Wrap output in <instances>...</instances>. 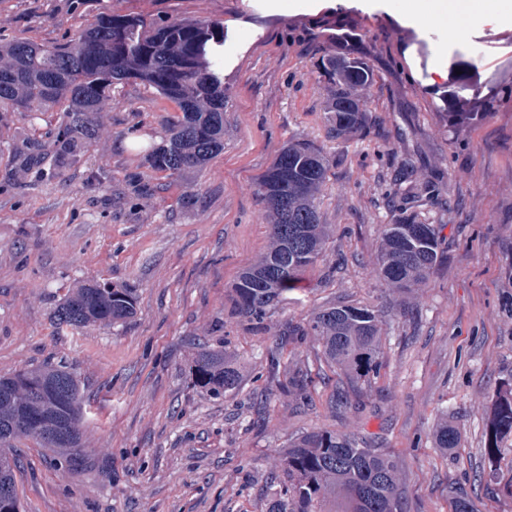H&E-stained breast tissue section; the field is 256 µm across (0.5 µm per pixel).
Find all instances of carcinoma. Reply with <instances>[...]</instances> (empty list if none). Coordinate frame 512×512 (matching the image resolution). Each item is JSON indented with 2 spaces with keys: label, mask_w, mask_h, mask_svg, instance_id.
Wrapping results in <instances>:
<instances>
[{
  "label": "carcinoma",
  "mask_w": 512,
  "mask_h": 512,
  "mask_svg": "<svg viewBox=\"0 0 512 512\" xmlns=\"http://www.w3.org/2000/svg\"><path fill=\"white\" fill-rule=\"evenodd\" d=\"M224 41V28L213 23L179 21L157 26L143 18L114 13L96 19L67 44H37L16 38L0 47L7 63L0 66V112H19L36 118L61 109L59 125L49 141L35 148L17 147L22 163L43 169L49 163L62 169L78 162L99 131L98 107L112 85L138 80L174 102L178 115L166 120V135L147 157L149 167L182 175L201 169L224 151V78L211 61L213 46ZM448 86V105L470 92L480 112H450L452 126L472 123L494 109L497 96L482 94L481 83L460 67ZM328 136L345 139L370 128L366 104L352 89L368 86L373 78L366 54L349 50L327 56L323 63ZM329 171V159L312 141H290L261 176L257 193L271 215V245L238 276L232 292L237 313L254 324L267 315L301 278L318 267L329 240L321 223L318 199ZM438 225L412 211L403 212L382 229L377 266L388 287L409 291L425 284L441 262ZM137 293L128 286L83 283L67 291L53 311L56 325L87 329L124 323L136 313ZM381 315L370 308L340 303L315 313L304 323L290 324L283 335L301 344L308 336L321 343L327 366L336 375V396L350 393L378 372L382 339ZM268 372L282 367L278 341L267 351ZM47 374L44 394L48 415L36 420L26 402L16 400L30 390V371L0 376V446L29 439L42 448L54 442L37 427L50 422L67 435L69 457H80L82 396L79 381L63 365L40 367ZM188 381L214 396L235 391L241 382L236 362L222 350L203 348L192 361ZM312 371L296 363L288 368L283 393L305 405ZM512 434V379L497 392L486 427V448L494 458L499 440ZM453 427H440L435 447H457ZM397 463L366 441L329 431L306 432L295 438L282 456L276 488L266 512H398ZM0 512H23L17 491L16 464L0 455Z\"/></svg>",
  "instance_id": "cac0c4a2"
}]
</instances>
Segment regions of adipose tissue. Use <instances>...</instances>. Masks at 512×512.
Wrapping results in <instances>:
<instances>
[{
	"instance_id": "ef3b65f1",
	"label": "adipose tissue",
	"mask_w": 512,
	"mask_h": 512,
	"mask_svg": "<svg viewBox=\"0 0 512 512\" xmlns=\"http://www.w3.org/2000/svg\"><path fill=\"white\" fill-rule=\"evenodd\" d=\"M408 17L446 29L450 40L462 43L476 25L512 24V0H413Z\"/></svg>"
}]
</instances>
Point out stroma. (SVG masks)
I'll use <instances>...</instances> for the list:
<instances>
[{
	"instance_id": "obj_1",
	"label": "stroma",
	"mask_w": 512,
	"mask_h": 512,
	"mask_svg": "<svg viewBox=\"0 0 512 512\" xmlns=\"http://www.w3.org/2000/svg\"><path fill=\"white\" fill-rule=\"evenodd\" d=\"M270 2L0 0L4 42L63 44L112 13L224 28V150L200 172L148 167L178 108L135 80L113 85L96 139L62 170L16 158L21 141L46 139L58 111L0 114V376L60 361L83 396L81 458L26 439L7 447L24 512H265L284 449L313 430L393 455L404 512H450L459 489L480 512H512V435L495 459L484 449L487 413L512 377V99L454 134L436 97L458 60L480 83L512 85V26L477 27L458 48L447 31L405 19L411 0L376 11L364 0ZM339 28L359 38L374 71L358 91L371 131L347 140L327 135L321 73L324 36ZM293 139L316 141L333 161L319 196L330 239L317 273L259 331L236 313L232 288L268 248L256 184ZM133 173L153 194L130 192ZM424 183L433 192L418 211L440 225L444 257L426 287L402 296L377 273L382 227ZM88 281L136 288L135 317L56 326L59 299ZM340 301L384 310L382 366L339 408L332 382L314 377L297 410L268 378L266 350L288 321ZM203 343L237 361L236 391L188 386ZM444 422L460 433L448 452L433 441Z\"/></svg>"
}]
</instances>
